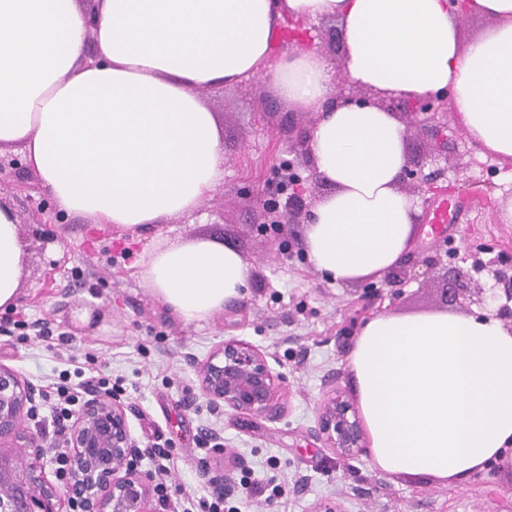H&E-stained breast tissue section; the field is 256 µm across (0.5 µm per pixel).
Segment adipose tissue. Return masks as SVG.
<instances>
[{
	"label": "adipose tissue",
	"instance_id": "ef3b65f1",
	"mask_svg": "<svg viewBox=\"0 0 512 512\" xmlns=\"http://www.w3.org/2000/svg\"><path fill=\"white\" fill-rule=\"evenodd\" d=\"M493 19L463 39L446 0H98L95 55L81 0H0V149H20L63 213L140 229L194 212L224 184V145L198 88L261 73L317 120L309 153L329 190L305 231L337 281L395 267L418 208L398 188L404 127L378 106L333 105V67L305 46L277 54L286 19L338 20L355 84L393 97L451 90L472 141L512 163V0H467ZM27 252L0 206V310L16 304ZM141 276L183 322L239 299L235 248L156 246ZM349 369L374 467L463 484L512 445V330L491 314L380 315Z\"/></svg>",
	"mask_w": 512,
	"mask_h": 512
}]
</instances>
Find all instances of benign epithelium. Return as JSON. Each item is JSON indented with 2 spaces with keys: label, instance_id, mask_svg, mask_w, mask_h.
Returning a JSON list of instances; mask_svg holds the SVG:
<instances>
[{
  "label": "benign epithelium",
  "instance_id": "7a95c632",
  "mask_svg": "<svg viewBox=\"0 0 512 512\" xmlns=\"http://www.w3.org/2000/svg\"><path fill=\"white\" fill-rule=\"evenodd\" d=\"M283 36L288 44L312 46L320 27L289 19ZM348 90L336 96V102L387 108L425 138L422 153L406 154L400 188L415 193L433 184L444 168L427 173L429 165L440 161L445 168L457 165L456 156L448 152L451 93L390 98L353 85ZM309 131L308 126L288 129V148L298 151L301 162L288 169V204L281 207L263 198L257 201L258 218L265 224L308 223L303 208L306 184L321 183L308 152ZM299 167L308 175L300 176ZM501 284L503 293L488 288L484 301L492 304L505 296L507 303L498 308V314L512 319V278ZM268 358V353L244 340H224L199 369L200 390L212 411L231 409L241 415L279 419L285 399L283 376L274 371ZM324 386L327 396L320 404L314 435L341 465L367 452L366 432L358 408L336 388V377L328 376ZM35 402L36 389L15 370L0 364V512H155L153 501L160 490L153 474L141 470L139 441L128 420L129 405L121 397L90 391L72 415L62 456L42 427L30 425ZM59 456L71 462L66 473L56 471L63 482L61 490L45 475L46 463L57 462Z\"/></svg>",
  "mask_w": 512,
  "mask_h": 512
}]
</instances>
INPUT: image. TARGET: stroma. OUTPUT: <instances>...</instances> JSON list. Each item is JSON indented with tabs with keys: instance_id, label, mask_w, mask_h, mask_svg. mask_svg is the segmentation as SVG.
Listing matches in <instances>:
<instances>
[{
	"instance_id": "obj_1",
	"label": "stroma",
	"mask_w": 512,
	"mask_h": 512,
	"mask_svg": "<svg viewBox=\"0 0 512 512\" xmlns=\"http://www.w3.org/2000/svg\"><path fill=\"white\" fill-rule=\"evenodd\" d=\"M201 98L222 131L224 186L194 213L140 233L58 212L51 223H37L34 208L45 196L39 177L22 164L18 150L0 152L1 166L19 167L14 184L0 191V204L13 211L28 245L19 300L0 311V364L42 387L57 382L62 370L93 362L132 404L129 421L140 447L156 443L171 450L166 501L158 512H183L187 496H211L224 471L237 484L224 512H314L330 498L345 512H500L512 499L511 469L489 467L463 485L448 486L381 472L365 455L338 466L313 430L328 374H337L347 398L355 396L349 360L356 339L341 335L354 309L365 308L369 320L445 309L442 266L453 263V250L467 248L480 265L463 263L472 289L454 310L490 313L478 302L479 289L494 285L499 274L512 275V223H503L499 211L512 199V179L449 116L454 148L463 156L462 167L447 173L459 184L455 220L432 237L428 226L442 198L417 194L422 229L411 247L415 254L440 255L443 264L417 268L398 296L384 294L377 302L373 291L383 288V275L334 281L310 262L304 225L278 230L255 219L257 197L296 159L281 138L283 129L308 124L309 114L288 105L260 76L220 93L202 91ZM201 236L240 252L249 286L211 319L187 324L151 294L141 262L157 244ZM231 337L279 359L286 377L279 420L210 410L198 367ZM211 428L232 452L225 462L215 461L205 443ZM252 485L262 486L263 495L249 496Z\"/></svg>"
}]
</instances>
